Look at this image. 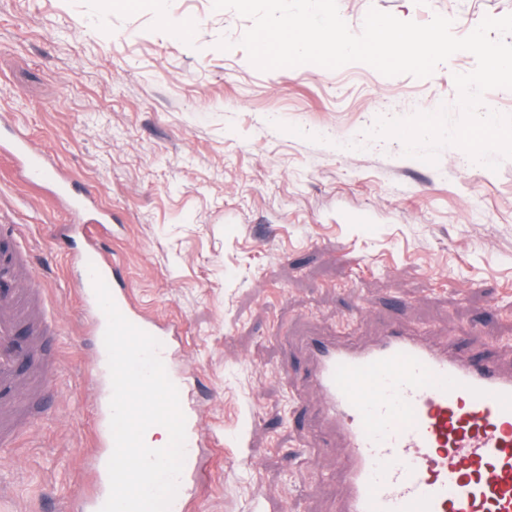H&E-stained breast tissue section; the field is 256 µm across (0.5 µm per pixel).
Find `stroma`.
Listing matches in <instances>:
<instances>
[{"instance_id":"1","label":"stroma","mask_w":512,"mask_h":512,"mask_svg":"<svg viewBox=\"0 0 512 512\" xmlns=\"http://www.w3.org/2000/svg\"><path fill=\"white\" fill-rule=\"evenodd\" d=\"M352 33L375 8L452 19L462 37L512 0H338ZM189 39L171 38L168 20ZM248 18L213 0H151L102 13L98 0H0V118L112 216L98 243L134 297L184 334L215 449L197 512H337L344 449L319 421L302 336L369 344L390 325L458 353L512 365V158L498 170L442 150L432 166L377 117L455 106L460 51L426 78L369 65L262 71L239 40ZM71 220L49 186L0 155V225L31 248L60 322V382L45 416L0 456V512H69L92 480L99 391L84 370L83 302ZM299 387L289 404L286 381Z\"/></svg>"}]
</instances>
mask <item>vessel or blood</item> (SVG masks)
Listing matches in <instances>:
<instances>
[{
	"mask_svg": "<svg viewBox=\"0 0 512 512\" xmlns=\"http://www.w3.org/2000/svg\"><path fill=\"white\" fill-rule=\"evenodd\" d=\"M0 153L19 161L28 181L53 175V165L32 152L28 139L13 130ZM57 194L69 200V235L80 246L72 255L81 276L76 281L84 302L89 339L100 343L106 328L93 288V275L107 283L120 312L157 338L162 362L171 359V337L181 322L162 321L137 306L120 276L118 259L97 247L83 214L88 197H76L74 184L56 176ZM11 238L0 257V447L33 418L39 400L24 388L44 390L57 375L48 339L60 326L45 289L22 287L18 270L30 258L28 246ZM311 375L320 393L323 426L334 432L347 453L339 512H512V371L492 360L472 361L449 349L393 329L373 343H342L331 336L304 339ZM186 418L185 459L169 512H191L204 478L210 440L197 427V408L187 377L170 368ZM111 390H104L98 415L103 437L98 459L99 485L76 512H100L109 494L107 463L114 448L110 428Z\"/></svg>",
	"mask_w": 512,
	"mask_h": 512,
	"instance_id": "b4317fda",
	"label": "vessel or blood"
}]
</instances>
